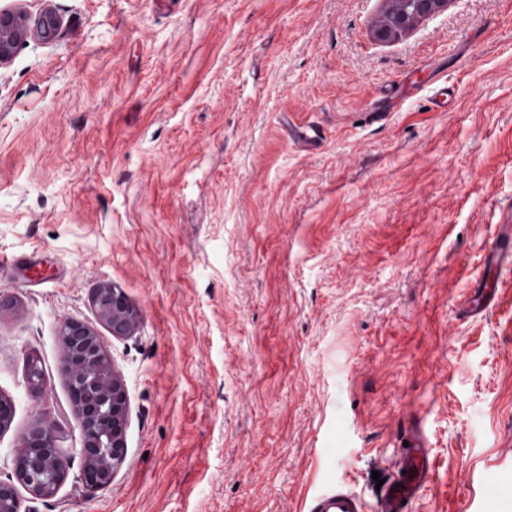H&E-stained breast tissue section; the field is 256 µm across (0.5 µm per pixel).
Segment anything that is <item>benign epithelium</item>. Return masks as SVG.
Wrapping results in <instances>:
<instances>
[{
  "label": "benign epithelium",
  "mask_w": 512,
  "mask_h": 512,
  "mask_svg": "<svg viewBox=\"0 0 512 512\" xmlns=\"http://www.w3.org/2000/svg\"><path fill=\"white\" fill-rule=\"evenodd\" d=\"M451 0H389L383 20L372 31L379 42H388L411 31L421 19L448 9ZM59 22L55 13L44 10L35 29L13 10L0 9V64L8 61L19 45L32 34L43 40L54 37ZM93 304L101 320L115 337L130 336L135 331L138 313L125 294L105 284L97 289ZM62 335L65 357L61 365L68 390L80 421L82 432L79 454L83 467L81 478L89 490L112 484L126 456L128 399L119 374L112 365L103 339L86 324L69 319ZM31 396L45 391L42 370L28 368ZM67 455L59 447L56 425L35 422L13 460L8 481H0V512H21L19 489L35 498L53 496L66 481Z\"/></svg>",
  "instance_id": "benign-epithelium-1"
}]
</instances>
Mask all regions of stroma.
I'll return each instance as SVG.
<instances>
[{"instance_id": "35a3bbf8", "label": "stroma", "mask_w": 512, "mask_h": 512, "mask_svg": "<svg viewBox=\"0 0 512 512\" xmlns=\"http://www.w3.org/2000/svg\"><path fill=\"white\" fill-rule=\"evenodd\" d=\"M46 7L55 37L0 65V480L39 415L70 470L24 512H306L339 484L371 505L415 428L437 476L413 512H512V264L464 309L512 220V0L387 43L385 0H0ZM105 284L133 335L98 317ZM67 319L129 399L93 492ZM93 296V304L112 336H130L135 331L138 313L132 308L125 294L115 286L102 285Z\"/></svg>"}]
</instances>
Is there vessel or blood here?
<instances>
[{"instance_id": "b4317fda", "label": "vessel or blood", "mask_w": 512, "mask_h": 512, "mask_svg": "<svg viewBox=\"0 0 512 512\" xmlns=\"http://www.w3.org/2000/svg\"><path fill=\"white\" fill-rule=\"evenodd\" d=\"M511 257L512 226L505 224L487 254V264L492 267ZM406 440L407 447L393 464V477L381 488L374 507H367L355 492L339 486L314 495L307 512H409L411 503L432 483L435 461L421 431H410Z\"/></svg>"}]
</instances>
